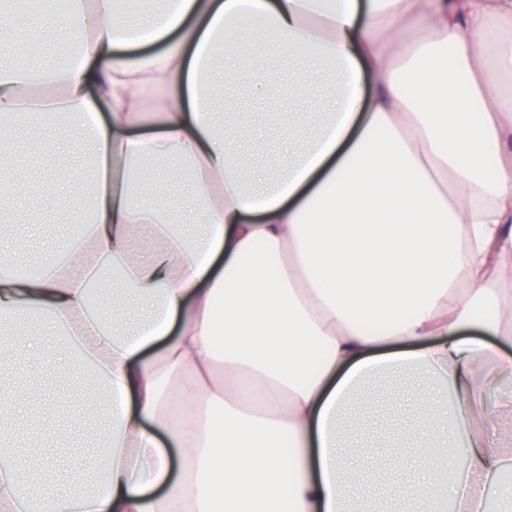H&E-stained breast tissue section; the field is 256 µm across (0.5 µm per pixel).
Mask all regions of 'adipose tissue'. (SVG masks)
Wrapping results in <instances>:
<instances>
[{"label": "adipose tissue", "instance_id": "1", "mask_svg": "<svg viewBox=\"0 0 512 512\" xmlns=\"http://www.w3.org/2000/svg\"><path fill=\"white\" fill-rule=\"evenodd\" d=\"M70 6L80 57L35 79L0 67V113L53 116L91 149L90 224L38 274L0 278V328L66 325L60 371L92 369L106 394L108 429L90 430L96 453L49 512H346L345 409L396 370L425 375V444L415 469L391 467L400 512H490V489L512 494V414L485 398L512 381V289L487 259L512 252V0H162L140 20ZM60 25L0 7V47L36 53ZM259 46L336 98L314 133L281 125L302 146L251 188L209 101L238 80L216 56ZM321 82L262 73L249 93L313 99ZM150 163L187 168L197 234L172 224L176 200L140 192ZM107 278L141 310L90 311ZM5 455L0 512H22L52 473L35 445Z\"/></svg>", "mask_w": 512, "mask_h": 512}]
</instances>
